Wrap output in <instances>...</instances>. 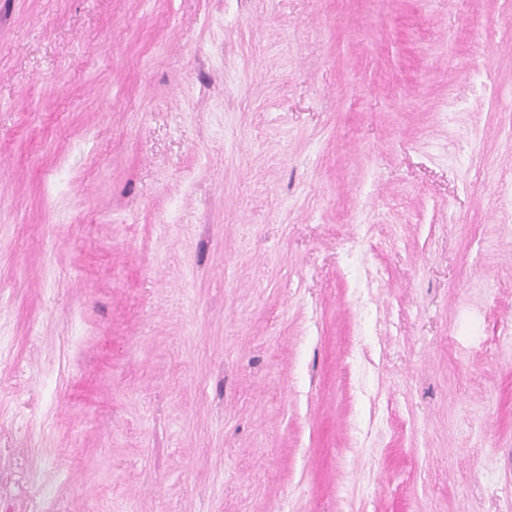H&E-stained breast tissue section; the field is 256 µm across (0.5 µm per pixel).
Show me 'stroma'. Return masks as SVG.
I'll use <instances>...</instances> for the list:
<instances>
[{"label":"stroma","mask_w":512,"mask_h":512,"mask_svg":"<svg viewBox=\"0 0 512 512\" xmlns=\"http://www.w3.org/2000/svg\"><path fill=\"white\" fill-rule=\"evenodd\" d=\"M49 512H512V0H0V473Z\"/></svg>","instance_id":"obj_1"}]
</instances>
